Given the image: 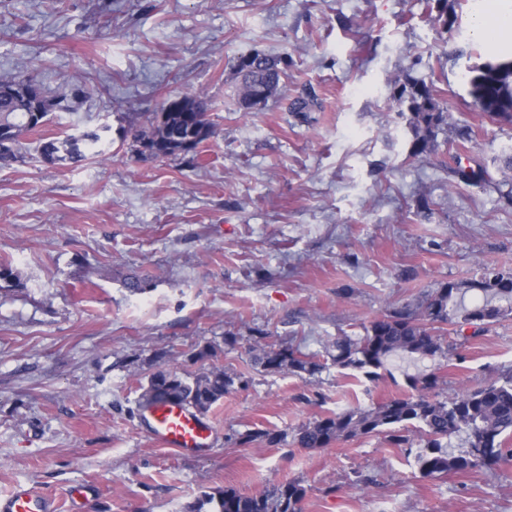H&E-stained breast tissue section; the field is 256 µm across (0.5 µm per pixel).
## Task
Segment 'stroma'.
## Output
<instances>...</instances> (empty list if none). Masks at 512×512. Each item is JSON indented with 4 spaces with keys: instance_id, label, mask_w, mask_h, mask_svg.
I'll list each match as a JSON object with an SVG mask.
<instances>
[{
    "instance_id": "1",
    "label": "stroma",
    "mask_w": 512,
    "mask_h": 512,
    "mask_svg": "<svg viewBox=\"0 0 512 512\" xmlns=\"http://www.w3.org/2000/svg\"><path fill=\"white\" fill-rule=\"evenodd\" d=\"M0 0V74L49 95L86 84L0 165V496L52 495L58 512H189L203 495L293 480L304 512H512V458L490 470L422 477L380 436L297 447L322 416L407 393L396 358L374 384L335 368L305 379L251 366L257 332L322 352L337 336L482 267L512 269V200L500 171L512 124L480 114L467 70L480 43L472 0ZM286 59L279 94L242 113L237 57ZM409 81L437 82L447 127L414 155ZM203 91L213 135L195 160L144 162L123 136L136 112ZM315 106L295 112L296 97ZM107 125L97 158H40L48 140ZM472 129L471 140L458 136ZM493 184L452 181L457 158ZM234 333L238 341L227 346ZM456 345L449 388L512 369V317ZM212 351L203 362L195 355ZM217 365L249 385L208 412L211 448L183 454L141 425L153 373ZM263 429L281 443L239 447ZM371 479L352 488L354 472ZM86 493L71 498L70 488Z\"/></svg>"
}]
</instances>
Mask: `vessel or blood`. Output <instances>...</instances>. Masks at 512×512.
Masks as SVG:
<instances>
[{"label": "vessel or blood", "mask_w": 512, "mask_h": 512, "mask_svg": "<svg viewBox=\"0 0 512 512\" xmlns=\"http://www.w3.org/2000/svg\"><path fill=\"white\" fill-rule=\"evenodd\" d=\"M141 422L151 438L182 453H198L209 447L214 427L197 413L162 400L144 410ZM0 512H56L54 502L33 488L19 487L0 497Z\"/></svg>", "instance_id": "vessel-or-blood-1"}]
</instances>
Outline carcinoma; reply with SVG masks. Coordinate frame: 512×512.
<instances>
[{"label": "carcinoma", "instance_id": "cac0c4a2", "mask_svg": "<svg viewBox=\"0 0 512 512\" xmlns=\"http://www.w3.org/2000/svg\"><path fill=\"white\" fill-rule=\"evenodd\" d=\"M241 82L237 88L239 110L251 112L265 107L288 77L281 59L256 51L241 56L235 65ZM469 85L473 105L479 112L499 122L512 124V59L491 56L473 67ZM27 77L0 75V125L10 129V142L0 141V163L17 157L23 132L38 128L29 124L33 105L23 98L19 87ZM436 87L425 83L401 89L398 101H408L410 126L415 144L426 148L447 125V115L438 110ZM178 103L166 112H140L131 127L132 147L145 142L158 147L161 158L187 155L183 141L193 136L201 143L212 135L204 94L188 90L177 96ZM43 115L71 110L67 98L43 97ZM101 139V132L67 136L41 145L40 155L52 162L78 163L85 159L84 147ZM450 176L459 182H493L487 168L456 165ZM476 290L482 302L465 304V295ZM512 315V270L483 269L479 278L468 282L439 284L416 305L395 308L363 327L361 336L342 335L332 340L325 353L331 365L345 377L376 383L385 361L402 352L421 358H445L450 345L442 341L449 325H491ZM254 365L267 373L286 371L299 377H315L327 368L318 355L303 351L290 342L275 344L258 336L250 346ZM245 377L230 375L212 366L198 372L158 371L152 374L138 405L144 408L158 400L176 401L198 414L208 412L235 387H246ZM411 393L393 397L368 407L346 409L320 417L301 426L294 436L300 448H326L334 442L381 435L393 448L414 454V462L424 477L442 478L450 474L491 469L512 456L506 447L512 437V373L476 389L447 392L437 372L407 377ZM463 437L464 449L454 453L448 442ZM282 436L255 431L235 438L239 445L254 442L278 444ZM306 489L297 481L267 484L255 493L226 489L219 497L206 495L200 505L215 504L214 512H303Z\"/></svg>", "mask_w": 512, "mask_h": 512}]
</instances>
